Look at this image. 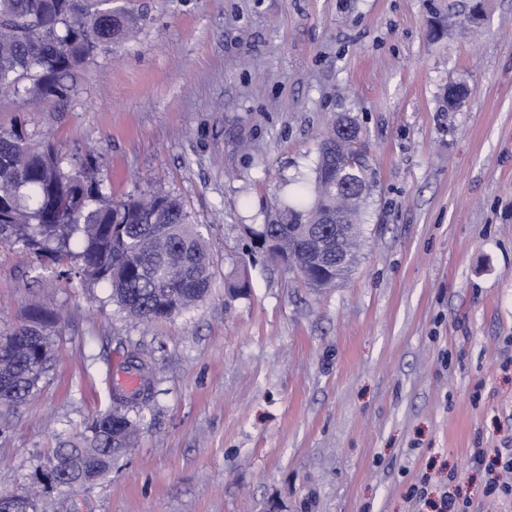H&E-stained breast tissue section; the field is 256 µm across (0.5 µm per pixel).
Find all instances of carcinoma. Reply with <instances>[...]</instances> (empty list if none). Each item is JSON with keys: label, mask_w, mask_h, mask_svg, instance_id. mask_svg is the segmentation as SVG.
Segmentation results:
<instances>
[{"label": "carcinoma", "mask_w": 512, "mask_h": 512, "mask_svg": "<svg viewBox=\"0 0 512 512\" xmlns=\"http://www.w3.org/2000/svg\"><path fill=\"white\" fill-rule=\"evenodd\" d=\"M139 17L114 0H0V92L18 89L32 100L63 90L62 78L87 63L99 46L135 36ZM334 126L318 137L314 178L292 183L287 203L272 208L265 234L289 252L286 269L307 288L345 280L359 260L363 201L369 173L361 141L341 157L329 149ZM347 212L341 245L348 265L304 264L302 232L323 233L324 215ZM81 250L71 251L73 238ZM0 243L18 245L40 265H56L58 277L76 275L105 282L125 317L149 324L202 303L213 286L212 259L199 225L190 221L180 198L150 190L114 201L103 191L91 155L64 162L55 146H31L17 131L0 130ZM79 260L72 272L63 260ZM58 314L35 306L0 348V405L22 403L38 387L55 361ZM126 361L141 377V388L128 395L112 389V407L96 416L86 431L54 449L59 493H73L95 482L112 462L136 445L140 412L151 394L152 361L132 349ZM46 491L25 493L26 512H48Z\"/></svg>", "instance_id": "carcinoma-1"}]
</instances>
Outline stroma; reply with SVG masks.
<instances>
[{"mask_svg":"<svg viewBox=\"0 0 512 512\" xmlns=\"http://www.w3.org/2000/svg\"><path fill=\"white\" fill-rule=\"evenodd\" d=\"M142 18L63 93L0 95V130L93 155L114 199L160 188L200 225L213 288L150 326L106 284L0 244V330L62 311L57 359L0 417V492L154 365L140 436L59 512H431L485 496L477 448H512V0H118ZM357 116L371 174L360 261L317 292L255 235L317 134ZM245 291H233L240 277ZM469 502L467 500H460L458 490L452 489V485L448 484L440 497L439 502H433L432 508L436 512H468Z\"/></svg>","mask_w":512,"mask_h":512,"instance_id":"1","label":"stroma"}]
</instances>
